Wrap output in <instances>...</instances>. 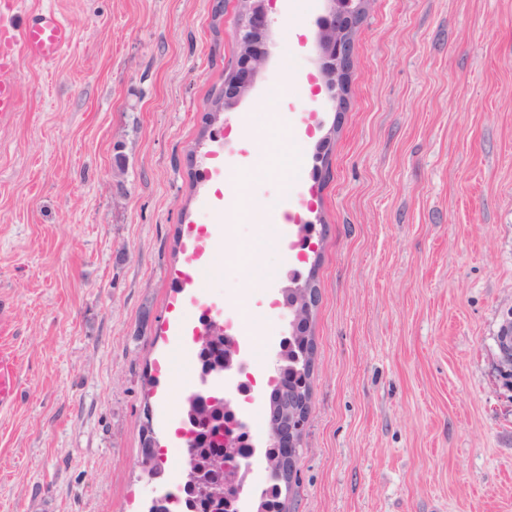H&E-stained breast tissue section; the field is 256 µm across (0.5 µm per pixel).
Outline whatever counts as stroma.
Masks as SVG:
<instances>
[{"label": "stroma", "mask_w": 512, "mask_h": 512, "mask_svg": "<svg viewBox=\"0 0 512 512\" xmlns=\"http://www.w3.org/2000/svg\"><path fill=\"white\" fill-rule=\"evenodd\" d=\"M40 10L71 41L47 63L19 50L0 114V342L21 361L0 410V512H147L181 471L161 411L182 407V384L149 380L192 344L197 309L176 291L189 230L217 244L200 300L246 296L264 317L245 335L288 333L256 199L317 226L299 265L316 299L289 512H512L493 340L512 305V0H370L332 104L312 51L321 0L272 6L267 70L216 117L237 0L219 17L213 0H15L0 27ZM308 85L313 110L296 111Z\"/></svg>", "instance_id": "35a3bbf8"}]
</instances>
